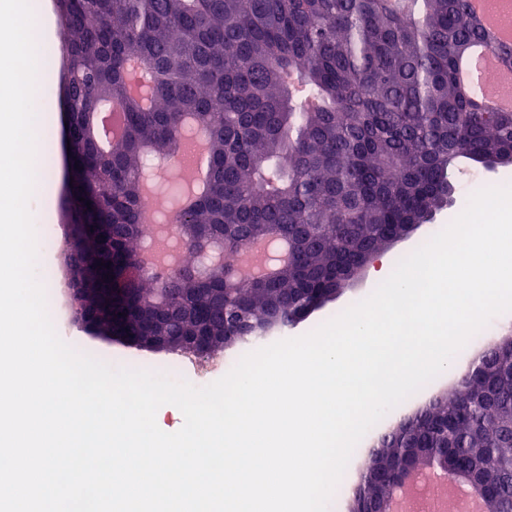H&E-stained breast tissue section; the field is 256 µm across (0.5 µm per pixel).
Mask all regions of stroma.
I'll return each mask as SVG.
<instances>
[{"label":"stroma","mask_w":512,"mask_h":512,"mask_svg":"<svg viewBox=\"0 0 512 512\" xmlns=\"http://www.w3.org/2000/svg\"><path fill=\"white\" fill-rule=\"evenodd\" d=\"M54 78L51 82H37L36 97L42 109L49 115L48 122L37 128L36 172L47 175L46 191L52 199L51 220L37 224V274L54 271L51 292L47 296V307L58 336L67 344L82 346L92 352L97 359L115 367H127L167 373L175 364L183 368L182 377L194 386L203 387L221 378L225 360H239L240 345L226 347L207 359L188 355L168 354L139 348L128 343L121 335H102L71 324L69 320V300L63 294L66 269L62 254L65 237L72 232L68 216L76 197L72 161L65 153L62 131L65 115L61 106L62 81L67 73L64 43H57ZM373 291L368 272H361L349 282L342 294L316 310L309 318L285 331V338L304 336L324 322L331 320L337 309L349 308L367 298Z\"/></svg>","instance_id":"stroma-1"}]
</instances>
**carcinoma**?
Segmentation results:
<instances>
[{
  "mask_svg": "<svg viewBox=\"0 0 512 512\" xmlns=\"http://www.w3.org/2000/svg\"><path fill=\"white\" fill-rule=\"evenodd\" d=\"M62 11L69 134L90 200L78 226H100L76 239L77 260L95 268L91 322L115 302L124 329L202 340L206 354L272 316L298 324L390 238L454 202L459 162L512 164V112L481 105L455 75L471 45L492 44L467 0H71ZM133 57L152 73L149 106L128 95ZM103 102L123 113L108 151ZM189 124L205 137L208 178L180 196L181 269L127 272L116 296L105 265L139 261L147 241L143 174L175 157ZM205 232L219 257L194 248ZM273 238L291 257L253 281L239 257ZM434 447L448 448L450 480L473 476L493 512H512V352L483 354L379 438L362 504L390 512L405 449Z\"/></svg>",
  "mask_w": 512,
  "mask_h": 512,
  "instance_id": "carcinoma-1",
  "label": "carcinoma"
}]
</instances>
